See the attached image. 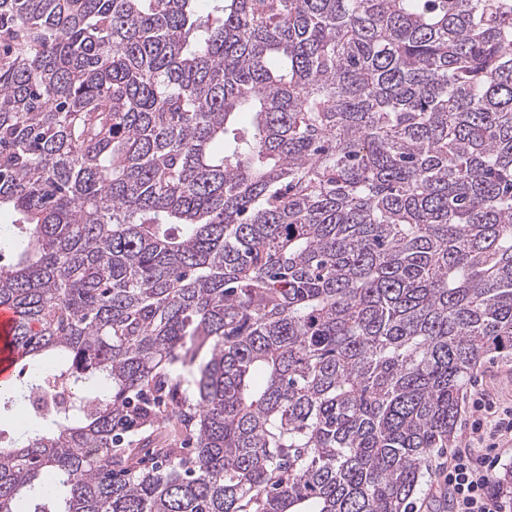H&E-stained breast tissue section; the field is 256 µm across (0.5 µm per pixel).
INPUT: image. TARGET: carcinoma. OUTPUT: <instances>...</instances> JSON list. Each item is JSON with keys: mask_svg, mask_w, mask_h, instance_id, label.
Returning a JSON list of instances; mask_svg holds the SVG:
<instances>
[{"mask_svg": "<svg viewBox=\"0 0 512 512\" xmlns=\"http://www.w3.org/2000/svg\"><path fill=\"white\" fill-rule=\"evenodd\" d=\"M2 209L73 397L0 512H415L512 351V0H0Z\"/></svg>", "mask_w": 512, "mask_h": 512, "instance_id": "1", "label": "carcinoma"}]
</instances>
